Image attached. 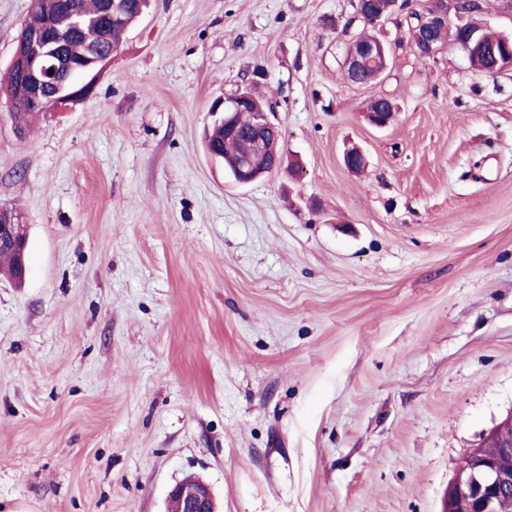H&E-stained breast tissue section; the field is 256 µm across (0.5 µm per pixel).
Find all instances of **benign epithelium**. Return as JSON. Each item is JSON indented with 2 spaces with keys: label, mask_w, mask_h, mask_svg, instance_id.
I'll use <instances>...</instances> for the list:
<instances>
[{
  "label": "benign epithelium",
  "mask_w": 512,
  "mask_h": 512,
  "mask_svg": "<svg viewBox=\"0 0 512 512\" xmlns=\"http://www.w3.org/2000/svg\"><path fill=\"white\" fill-rule=\"evenodd\" d=\"M467 19L461 0H432L430 9L419 15L415 27L411 28L412 45L417 54L434 57L442 52L444 43L436 36L437 30L445 28L452 35ZM481 27L470 26L466 31L461 50L467 57L482 53L489 59L487 72L498 74L512 69V45L504 38L503 49L486 43ZM43 30L26 34L28 49L14 52L9 71H20L27 75L37 88L50 81L53 74L45 70L42 51L38 45L47 43ZM392 46L379 38L349 36L341 46L340 67L345 78L358 82L364 69L371 65L379 67L378 75L388 68ZM93 83L82 85L76 80L60 83L56 87L55 104L62 106L77 96L88 94ZM251 100L246 88L216 101L211 112L223 113L220 123L224 132L235 136L238 133L237 117ZM281 133L268 112H257L250 130L241 139V149L235 164L225 169L231 180L239 186H247L262 176L277 173L283 160L277 152ZM345 167L356 172L366 165V157L358 147H352L343 154ZM20 224H0V247H9L17 255L21 273H26V238L21 236ZM512 456V414L491 429L482 443L475 448L460 465L455 477L448 483L442 512H496L497 501L512 492V469H502L499 460ZM168 502L178 506V512H216L213 493L209 486L198 480L191 485L182 481L171 489Z\"/></svg>",
  "instance_id": "7a95c632"
}]
</instances>
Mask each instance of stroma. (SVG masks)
<instances>
[{
	"label": "stroma",
	"mask_w": 512,
	"mask_h": 512,
	"mask_svg": "<svg viewBox=\"0 0 512 512\" xmlns=\"http://www.w3.org/2000/svg\"><path fill=\"white\" fill-rule=\"evenodd\" d=\"M35 3L0 0V77ZM356 5L151 0L26 137L0 96L29 250L0 275V512H167L189 475L220 512H441L512 413V71L419 56L399 13L383 79L349 83ZM247 84L299 175L209 158ZM93 85V81L80 85L76 81V78H73L68 83L62 82L56 87V98L54 102L57 106L65 105L74 97L88 94Z\"/></svg>",
	"instance_id": "35a3bbf8"
}]
</instances>
